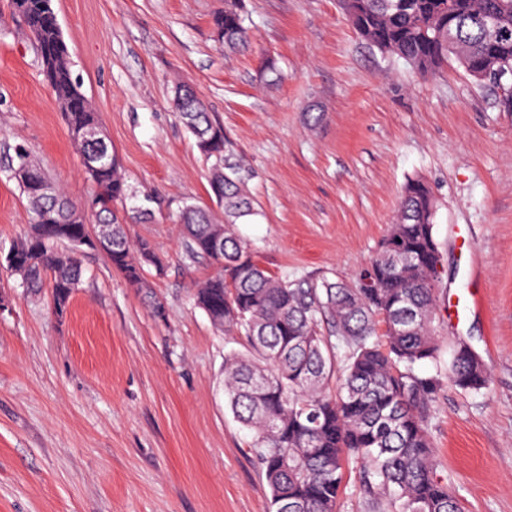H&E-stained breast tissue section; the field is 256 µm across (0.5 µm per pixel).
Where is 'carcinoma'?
Listing matches in <instances>:
<instances>
[{
	"instance_id": "obj_1",
	"label": "carcinoma",
	"mask_w": 512,
	"mask_h": 512,
	"mask_svg": "<svg viewBox=\"0 0 512 512\" xmlns=\"http://www.w3.org/2000/svg\"><path fill=\"white\" fill-rule=\"evenodd\" d=\"M40 54L42 72L64 112L94 191L74 205L25 149L16 151L12 178L25 195L28 229L6 259L26 288L50 281L57 313L79 287L85 226L106 224L112 266L136 289L145 269L164 264L148 239H133L116 204L128 185L112 145L85 138L101 124L73 80L67 46L40 0H16ZM356 32L423 76L453 61L478 81L512 77V0H341ZM215 37L232 49L250 35L240 0H227L212 19ZM179 118L206 158L215 159L210 188L224 219L183 203L179 224L186 254L217 265L199 284L196 308L211 324L244 337L246 353L224 358V395L251 435L250 452L270 492L269 512H337L350 463L359 465L363 499L381 512H463L437 475L427 419L442 379L465 391L489 385L480 356L458 340L448 360L435 336L440 255L434 237L436 205L427 186L403 190L398 221L369 265L352 282L328 272L290 278L260 267L237 235L255 202L238 176L224 136L198 96L173 90ZM431 363L436 373L417 369Z\"/></svg>"
}]
</instances>
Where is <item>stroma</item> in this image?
I'll list each match as a JSON object with an SVG mask.
<instances>
[{"label": "stroma", "instance_id": "1", "mask_svg": "<svg viewBox=\"0 0 512 512\" xmlns=\"http://www.w3.org/2000/svg\"><path fill=\"white\" fill-rule=\"evenodd\" d=\"M225 0H54L74 78L100 112L135 198L159 201L129 226L166 264L153 316L104 253L64 316L50 287L0 265V512H268L250 436L224 396L216 330L192 295L213 274L191 261L178 208H216L211 168L176 114L197 90L231 143L256 214L237 224L278 275L351 280L396 221L408 181L437 204L442 340L467 342L487 389L444 384L428 419L438 473L467 512H512V112L457 63L421 77L362 39L338 0H243L250 43L213 33ZM275 70L262 74L265 62ZM76 202L90 195L24 20L0 0V252L24 231L10 177L16 147ZM475 294L465 319L449 307Z\"/></svg>", "mask_w": 512, "mask_h": 512}]
</instances>
